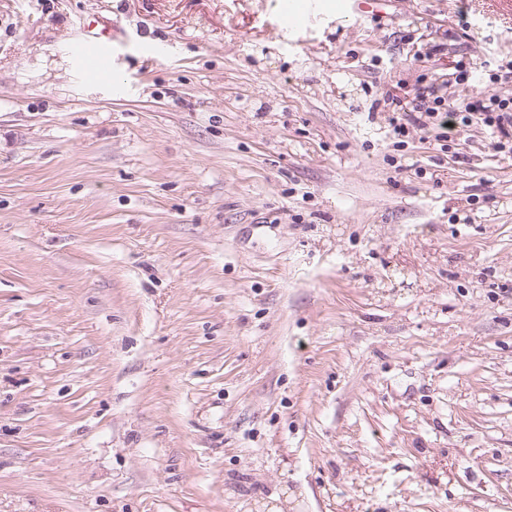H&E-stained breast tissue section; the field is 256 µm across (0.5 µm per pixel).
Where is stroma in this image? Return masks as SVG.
Instances as JSON below:
<instances>
[{
	"label": "stroma",
	"instance_id": "1",
	"mask_svg": "<svg viewBox=\"0 0 512 512\" xmlns=\"http://www.w3.org/2000/svg\"><path fill=\"white\" fill-rule=\"evenodd\" d=\"M283 2L0 0V512H512L505 0ZM93 30H95L93 32ZM95 22L91 21L84 29L85 40L81 49L86 66L89 68L96 67L100 62L110 59V49L108 43L112 35L106 29L98 30ZM462 56L455 61L454 82L457 85H471L472 82L483 80L487 75L492 84L510 87L505 94L493 95L488 99L468 98L452 100L445 93L438 94L439 88L433 84L416 89L412 99L410 112L394 113L390 126L393 136L407 137L410 129H419L429 134L422 139L432 138L436 142H448V132L439 131L450 127L456 135L468 131L472 127L485 130L493 148L504 155L512 154V61L490 69L491 64H484L480 73L476 64L466 61ZM481 71V72H482ZM451 123V126H448Z\"/></svg>",
	"mask_w": 512,
	"mask_h": 512
}]
</instances>
